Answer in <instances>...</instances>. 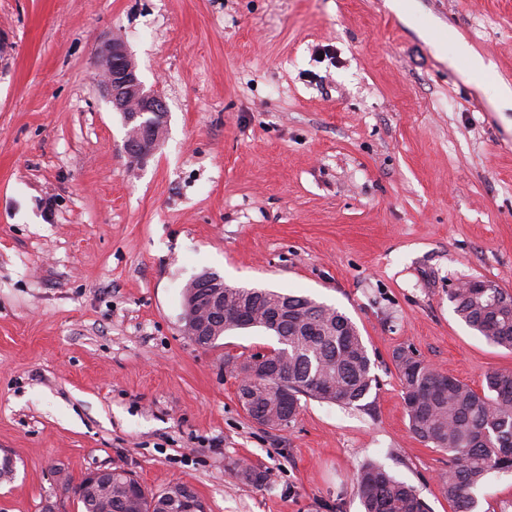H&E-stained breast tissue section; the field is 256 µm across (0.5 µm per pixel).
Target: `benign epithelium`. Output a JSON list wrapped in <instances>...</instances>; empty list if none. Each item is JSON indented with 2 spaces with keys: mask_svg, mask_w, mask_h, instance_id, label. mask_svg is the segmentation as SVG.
Segmentation results:
<instances>
[{
  "mask_svg": "<svg viewBox=\"0 0 512 512\" xmlns=\"http://www.w3.org/2000/svg\"><path fill=\"white\" fill-rule=\"evenodd\" d=\"M102 88L112 107L121 113L127 128L123 152L142 161L152 149L142 147L148 132L140 124V117L164 108L163 100L155 91H147L136 75V67L123 45L110 42L101 49ZM205 293L185 302V332L199 344L208 339L209 325L224 317V296L218 286L205 282Z\"/></svg>",
  "mask_w": 512,
  "mask_h": 512,
  "instance_id": "obj_1",
  "label": "benign epithelium"
}]
</instances>
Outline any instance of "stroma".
Instances as JSON below:
<instances>
[{
	"label": "stroma",
	"mask_w": 512,
	"mask_h": 512,
	"mask_svg": "<svg viewBox=\"0 0 512 512\" xmlns=\"http://www.w3.org/2000/svg\"><path fill=\"white\" fill-rule=\"evenodd\" d=\"M110 39L167 111L138 166L97 79ZM503 84L512 0H0V512H82L59 474L118 466L208 512H363L368 463L451 512L393 353L476 389L512 371L449 299L475 279L512 295ZM205 271L345 313L376 386L358 406L302 398L285 429L251 420L225 361L276 341L186 336Z\"/></svg>",
	"instance_id": "stroma-1"
}]
</instances>
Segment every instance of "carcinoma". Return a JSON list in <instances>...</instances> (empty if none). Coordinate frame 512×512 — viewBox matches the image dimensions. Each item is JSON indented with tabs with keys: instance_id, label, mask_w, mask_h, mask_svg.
Here are the masks:
<instances>
[{
	"instance_id": "1",
	"label": "carcinoma",
	"mask_w": 512,
	"mask_h": 512,
	"mask_svg": "<svg viewBox=\"0 0 512 512\" xmlns=\"http://www.w3.org/2000/svg\"><path fill=\"white\" fill-rule=\"evenodd\" d=\"M455 312L489 343L512 349V296L498 287L481 292L456 288L450 295ZM273 303L288 304V322L276 330L278 347L263 360L252 354L231 365L250 378L237 387L248 414L263 425L284 429L296 421L301 398L356 406L371 391L375 376L356 324L334 307L304 296L262 288L224 289L222 331L264 327L263 317ZM402 385L406 415L412 432L424 443L448 453V467L437 479L452 512H478L477 492L492 473L512 471V371L486 375L475 390L451 376L436 372L413 352L393 354ZM236 477L256 486L267 473L241 464ZM364 512H428L409 485L386 470L369 464L356 476ZM167 498L150 501L154 493L120 473L112 474V512H137L138 505L154 512H184L183 485L164 489ZM74 494L84 512H98V491L79 483Z\"/></svg>"
}]
</instances>
